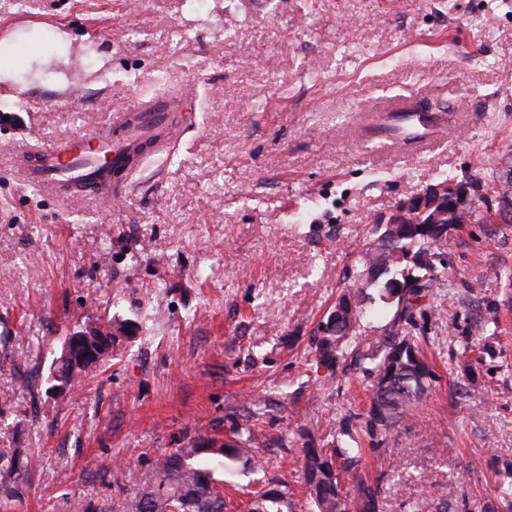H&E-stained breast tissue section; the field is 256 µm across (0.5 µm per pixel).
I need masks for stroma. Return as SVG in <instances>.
Instances as JSON below:
<instances>
[{
	"mask_svg": "<svg viewBox=\"0 0 512 512\" xmlns=\"http://www.w3.org/2000/svg\"><path fill=\"white\" fill-rule=\"evenodd\" d=\"M177 86L194 122L118 204L24 182L18 150ZM422 99L437 139L373 134L390 101ZM1 112L0 448L26 469L0 512H120L190 445L225 512L281 483L301 505L308 451L354 441L350 512L365 484L379 512H512V0H0ZM447 178L485 221L449 227L403 327L431 389L373 438L370 368L399 308L354 263L377 220ZM348 292L351 353L321 363ZM107 323L109 355L54 394L66 337Z\"/></svg>",
	"mask_w": 512,
	"mask_h": 512,
	"instance_id": "1",
	"label": "stroma"
}]
</instances>
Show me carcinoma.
<instances>
[{
  "label": "carcinoma",
  "instance_id": "1",
  "mask_svg": "<svg viewBox=\"0 0 512 512\" xmlns=\"http://www.w3.org/2000/svg\"><path fill=\"white\" fill-rule=\"evenodd\" d=\"M413 213L406 224H377L378 249L367 254L364 275L373 279L387 276L383 285L385 298L392 299L400 286L407 288L398 320L411 315L415 303L427 288L426 282L412 275L411 269H430L441 255L448 226L465 221L482 222L485 217L469 209L464 214L451 210L448 200L435 202L431 189L410 200ZM360 308L355 300L344 298L325 323V336L320 344L321 360L328 361L348 346ZM382 357L375 366L370 408L365 422L366 433L374 436L399 427L414 404L425 394L432 372L425 360L413 350L410 340L399 329L384 332ZM84 353L79 349L71 357H60L56 372L63 384H72L86 368L74 362ZM196 448H178L166 455L146 475L145 488L122 512H224V496L216 489L212 472L195 467L189 460ZM308 484L319 512H348L347 499L341 494L332 457L313 452L306 461ZM288 504V489H272L254 494L249 512H283Z\"/></svg>",
  "mask_w": 512,
  "mask_h": 512
}]
</instances>
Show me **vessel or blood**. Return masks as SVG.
Segmentation results:
<instances>
[{"mask_svg": "<svg viewBox=\"0 0 512 512\" xmlns=\"http://www.w3.org/2000/svg\"><path fill=\"white\" fill-rule=\"evenodd\" d=\"M185 107L175 93L138 99L113 111L111 122L90 136L21 154L22 172L50 194L118 201L147 159L172 150L179 137L173 117Z\"/></svg>", "mask_w": 512, "mask_h": 512, "instance_id": "vessel-or-blood-1", "label": "vessel or blood"}]
</instances>
